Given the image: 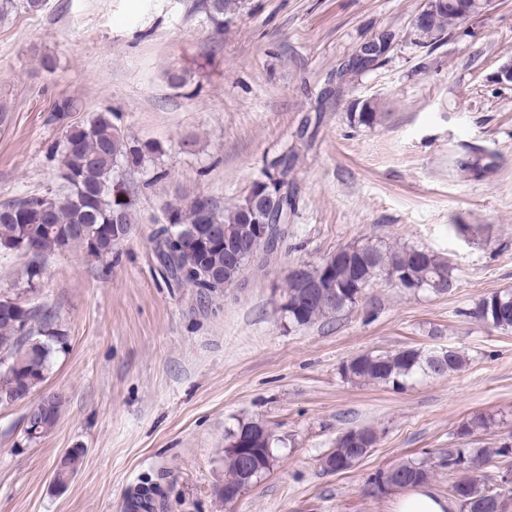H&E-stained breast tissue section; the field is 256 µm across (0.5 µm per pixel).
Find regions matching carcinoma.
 <instances>
[{"mask_svg": "<svg viewBox=\"0 0 512 512\" xmlns=\"http://www.w3.org/2000/svg\"><path fill=\"white\" fill-rule=\"evenodd\" d=\"M241 8V0H192L189 11L205 15L215 27L224 25V16ZM23 9L29 13L44 10L41 0H0V19ZM461 25V19L441 2L428 26L417 30V45L433 46ZM386 113L372 102L364 101L350 113L356 126L371 128L380 124ZM158 147L126 136L112 120V113L98 112L91 119L67 127L62 140L55 142L53 153L61 157L59 177L62 185L49 195H27L0 205V250L21 251L20 244H30L27 279L22 294L28 296L23 308L0 297V354L12 356L17 363L14 379L25 380L35 391L46 380L56 353L67 346V336L55 315L36 302V292L43 279V261L59 252L80 250L95 259L112 255L130 234L134 223L132 190L127 174L142 166L147 155ZM464 174L493 172V161L473 163L467 156L455 161ZM294 158L284 152L264 160L261 176L248 193L231 208L221 210L210 199L197 197L186 204L165 207V222L154 233V253L160 275L169 286L196 288L207 295L239 281L253 266L263 268L288 234V221L295 214L297 200L289 189L288 176ZM261 218L272 224L273 238L252 260L239 265L227 262L225 244L245 245L252 240V225ZM352 258L336 267L334 295L309 296L306 285L323 282L324 265L303 266L300 276L288 277L279 294L280 311L292 327L314 324L345 309L356 306L375 282L391 272H406L409 288L444 295L454 287V267L440 254L413 247L356 244L345 247ZM473 315L489 326L512 330V289L491 293L481 299ZM465 357L456 349L424 351L415 348L393 352H368L343 365L344 376L351 382L404 387L420 373L445 375L463 368ZM258 434L255 447L274 457L268 428L255 421H243L227 442L243 432ZM336 454L323 457L327 472H342L361 462L350 457L347 442L336 439ZM505 454L501 447L448 451V471L462 473L451 485V492L462 497L464 512H496L498 488L482 481L480 472ZM83 453L67 458L57 471L64 483L77 473ZM239 454L224 451V480L234 483L239 475ZM392 478L402 487H414L429 478V470L419 464L394 468ZM140 512H155L158 491L145 487L137 492Z\"/></svg>", "mask_w": 512, "mask_h": 512, "instance_id": "1", "label": "carcinoma"}]
</instances>
